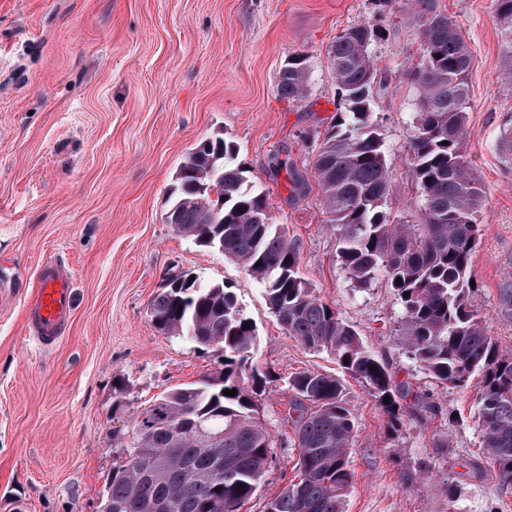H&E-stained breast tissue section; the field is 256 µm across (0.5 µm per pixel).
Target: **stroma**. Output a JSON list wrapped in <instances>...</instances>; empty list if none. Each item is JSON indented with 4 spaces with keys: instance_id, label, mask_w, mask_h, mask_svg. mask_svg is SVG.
<instances>
[{
    "instance_id": "35a3bbf8",
    "label": "stroma",
    "mask_w": 512,
    "mask_h": 512,
    "mask_svg": "<svg viewBox=\"0 0 512 512\" xmlns=\"http://www.w3.org/2000/svg\"><path fill=\"white\" fill-rule=\"evenodd\" d=\"M474 63L465 150L484 191L472 274L478 315L502 350L512 321L498 288L512 280V27L494 0H439ZM381 34L370 48L383 84L372 120L391 170L384 209L416 220L409 77L421 27L408 0H0V512H100L121 463V432L157 396L224 372L215 352L152 325L147 306L166 274L187 272L236 293L256 324L257 399L275 433L292 430L285 381L309 369L340 379L357 437L345 512H512V487L488 470L473 415L478 384L433 382L401 345L402 307L385 276L356 286L324 222L312 168L339 110L328 51L346 28ZM306 55L307 96L282 98L279 72ZM222 135L238 146L249 185L300 247V273L388 363L393 381L430 393L437 415L398 424L326 351L305 349L270 313L262 286L218 251L165 222L186 152ZM75 276L69 330L49 350L28 337L25 292L39 259ZM279 456L242 512H262L295 471Z\"/></svg>"
}]
</instances>
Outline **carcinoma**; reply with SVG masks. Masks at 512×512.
<instances>
[{
    "label": "carcinoma",
    "instance_id": "1",
    "mask_svg": "<svg viewBox=\"0 0 512 512\" xmlns=\"http://www.w3.org/2000/svg\"><path fill=\"white\" fill-rule=\"evenodd\" d=\"M415 4L422 40L411 73L418 97L410 148L421 197L418 222L392 220L383 207L390 168L370 112L378 72L369 48L380 30L369 24L344 30L332 46L330 71L342 110L312 167L342 267L361 287L385 274L402 305L401 342L410 358L440 384L463 387L480 376L476 428L499 483L511 487L512 353L500 350L478 317L470 285L483 202L464 151L473 56L437 0ZM309 80L306 57L295 54L279 73L278 92L302 99ZM237 154L236 143L220 135L192 147L176 173L166 223L196 246L243 265L264 285L268 309L288 336L333 353L398 419L410 389L394 384L388 366L301 276L298 247L274 222L265 194L247 184ZM498 291L499 312L512 320V281ZM149 312L162 333L220 352L224 377L218 386L174 388L133 419L101 512H239L278 451L289 448L297 452V475L262 512H343L355 422L341 382L309 370L291 375L293 434L274 436L257 411V327L231 288L189 273L169 276ZM232 389L237 395L223 394Z\"/></svg>",
    "mask_w": 512,
    "mask_h": 512
}]
</instances>
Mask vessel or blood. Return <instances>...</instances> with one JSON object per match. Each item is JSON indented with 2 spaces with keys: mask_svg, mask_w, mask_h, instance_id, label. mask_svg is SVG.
Masks as SVG:
<instances>
[{
  "mask_svg": "<svg viewBox=\"0 0 512 512\" xmlns=\"http://www.w3.org/2000/svg\"><path fill=\"white\" fill-rule=\"evenodd\" d=\"M74 307L73 272L57 261L42 262L38 284L27 306V326L38 345L49 346L63 336Z\"/></svg>",
  "mask_w": 512,
  "mask_h": 512,
  "instance_id": "obj_1",
  "label": "vessel or blood"
}]
</instances>
